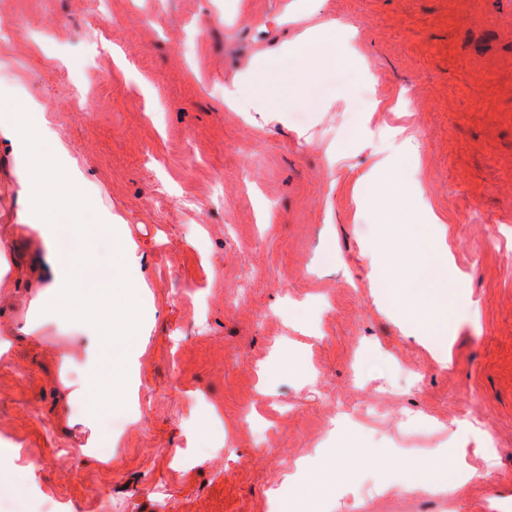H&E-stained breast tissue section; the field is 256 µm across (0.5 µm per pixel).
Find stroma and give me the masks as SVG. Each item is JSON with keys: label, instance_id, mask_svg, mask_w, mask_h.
I'll use <instances>...</instances> for the list:
<instances>
[{"label": "stroma", "instance_id": "stroma-1", "mask_svg": "<svg viewBox=\"0 0 512 512\" xmlns=\"http://www.w3.org/2000/svg\"><path fill=\"white\" fill-rule=\"evenodd\" d=\"M292 2L0 0V29L27 32L0 47V104L43 113L65 172L137 245L149 308L138 398L95 419L101 462L77 451L89 336L46 321L30 339L33 291L0 288L1 485L79 512L99 495L112 512H269L319 444L354 476L324 512H512V0H315L312 19L356 31L352 62L323 64L286 123L226 111L238 72L312 20ZM370 76L390 108L365 124ZM342 92L348 111H325ZM365 126L369 148L347 151ZM406 139L470 306L448 367L374 303L359 247L354 176ZM17 169L1 140L0 257L25 267L40 246L9 232ZM284 337L300 365L269 368ZM372 395L364 465L331 430ZM423 436L468 450L477 475L452 498L406 488L427 460L399 448ZM386 479L404 490L372 496Z\"/></svg>", "mask_w": 512, "mask_h": 512}]
</instances>
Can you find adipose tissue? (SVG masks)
<instances>
[{
    "mask_svg": "<svg viewBox=\"0 0 512 512\" xmlns=\"http://www.w3.org/2000/svg\"><path fill=\"white\" fill-rule=\"evenodd\" d=\"M328 50L329 62H348L347 36L339 25L323 23L308 28L278 54L257 55L224 92V104L233 112L258 115L263 122L280 120L302 102L306 84L318 59L316 47ZM10 140L20 161L19 183L26 198L29 223L18 230L42 242L33 259L39 282L33 305L44 318H60L78 331H87L94 342L83 360L82 393L90 415H98L109 400L127 402L136 395L139 357L145 328L135 305L136 245L126 239L120 225L100 223L85 194L86 179L75 173L58 176V155L47 153L43 133L35 124H23L11 112L0 113V139ZM67 214V227L46 222L47 211ZM67 231L69 246L54 245L59 231ZM108 239L112 257L106 272H98L93 256L85 250L88 239ZM292 497L270 491L272 512H294L295 501L321 507L334 492H346L345 476L335 458L316 453L296 461L285 476Z\"/></svg>",
    "mask_w": 512,
    "mask_h": 512,
    "instance_id": "ef3b65f1",
    "label": "adipose tissue"
}]
</instances>
